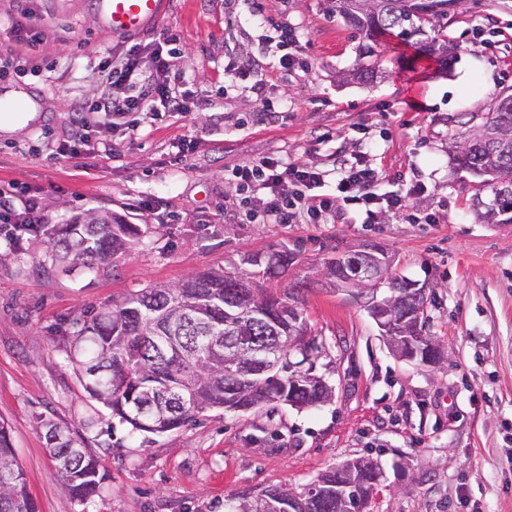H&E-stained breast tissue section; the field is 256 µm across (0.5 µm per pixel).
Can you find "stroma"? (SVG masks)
<instances>
[{"instance_id":"obj_1","label":"stroma","mask_w":512,"mask_h":512,"mask_svg":"<svg viewBox=\"0 0 512 512\" xmlns=\"http://www.w3.org/2000/svg\"><path fill=\"white\" fill-rule=\"evenodd\" d=\"M327 0H166L161 21L131 36L107 33L96 0H0V97L22 95L36 118L0 136V187L14 205L35 197L40 231L0 227V423L39 512H226L232 495L277 486L303 492L356 457L383 480L371 512H512V223L473 211L478 177L454 155L512 94V9L469 0L448 21L458 54L448 63L389 36L377 45L381 78L350 79L358 38ZM33 18L46 39L33 50L15 23ZM295 28L308 64L282 70L273 27ZM177 34L176 87L193 104L146 120L131 138L88 117L90 143L61 155L71 104L108 85L106 59L131 45L150 54ZM251 53L269 103L284 116L253 122L248 83L224 88V68ZM189 138L187 150L177 143ZM276 154L330 167L354 155L381 171L385 191L418 183L419 207L437 224L389 212L373 223L251 224L236 219L225 172ZM121 215L142 233L123 253L53 262L54 230L89 210ZM383 252L389 272L417 281L430 299L427 335L447 360L398 358L362 299L302 289V310L323 341L332 401L309 410L266 405L246 414L207 410L179 430L132 432L79 382L67 350L76 321L151 285L191 274L260 272L273 252L293 262L279 286L322 277L336 257ZM80 435L105 473L100 493L74 501L46 448L43 421Z\"/></svg>"}]
</instances>
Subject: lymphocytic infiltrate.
<instances>
[{
	"instance_id": "obj_1",
	"label": "lymphocytic infiltrate",
	"mask_w": 512,
	"mask_h": 512,
	"mask_svg": "<svg viewBox=\"0 0 512 512\" xmlns=\"http://www.w3.org/2000/svg\"><path fill=\"white\" fill-rule=\"evenodd\" d=\"M171 52L156 48L154 64L142 66L140 49L131 46L126 53L101 67L106 79L118 87L115 95H104L92 106L106 128L121 133L136 130L142 120L162 112H183V98L170 86ZM228 181L235 184L241 203L255 194L265 198L261 214L247 213L248 221L266 224H327L347 214L363 215L372 223L378 210L401 215L407 221L434 224L433 213H419L413 205L422 192L415 185L406 194L379 192V173L362 160L342 161L331 170L262 156L232 168Z\"/></svg>"
}]
</instances>
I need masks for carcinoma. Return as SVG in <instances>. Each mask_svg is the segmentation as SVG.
<instances>
[{"mask_svg": "<svg viewBox=\"0 0 512 512\" xmlns=\"http://www.w3.org/2000/svg\"><path fill=\"white\" fill-rule=\"evenodd\" d=\"M336 13L359 39L375 42L396 36L424 55L448 61V17L464 10L467 0H334ZM353 77L368 84L378 78L376 65L359 55ZM461 168L483 179L487 198L477 194L474 211L494 224L512 223V95L495 109L460 145ZM141 235L111 212L89 211L55 235L51 253L59 259H105L127 249ZM311 283L290 288L257 284L245 274L206 272L175 288H143L112 308L83 320L71 347L80 355L81 381L86 392L121 424L140 434H162L196 421L208 409L246 413L267 404L298 410L331 400L334 387L323 374L288 372L292 353L320 359L325 346L305 340L308 322L293 301ZM260 310L266 330L253 332L250 313ZM397 319L407 323L408 338L419 341L427 314ZM219 337L221 348L211 347ZM267 338L279 346L281 366L270 373L250 367L245 337ZM45 439L52 460L72 497L83 503L101 489L99 461L71 435L50 422ZM377 474L362 470L349 487L338 486L332 469L322 474L319 489L296 494L288 489L261 491L265 500L285 506L283 512H347L363 507L376 487ZM0 512H38L29 497L23 470L0 425Z\"/></svg>", "mask_w": 512, "mask_h": 512, "instance_id": "cac0c4a2", "label": "carcinoma"}]
</instances>
